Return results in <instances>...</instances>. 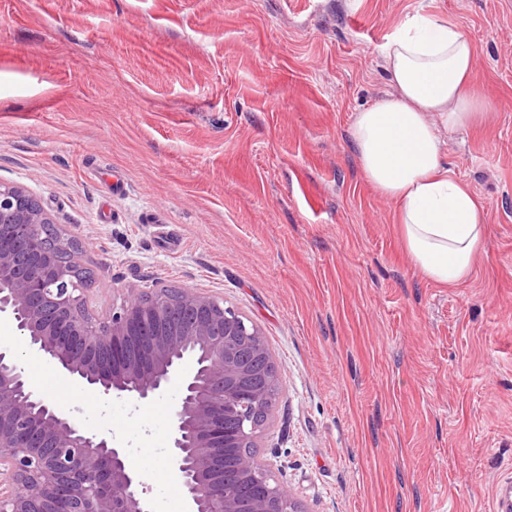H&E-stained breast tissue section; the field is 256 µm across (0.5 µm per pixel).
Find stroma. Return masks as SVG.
I'll return each instance as SVG.
<instances>
[{
	"label": "stroma",
	"mask_w": 512,
	"mask_h": 512,
	"mask_svg": "<svg viewBox=\"0 0 512 512\" xmlns=\"http://www.w3.org/2000/svg\"><path fill=\"white\" fill-rule=\"evenodd\" d=\"M418 13L474 41L491 108L448 138L486 203L453 288L413 265L350 140ZM0 184L85 243L96 313L165 283L259 326L281 387L256 445L300 512H492L512 477V0H0ZM178 399L62 410L125 448L153 512H187Z\"/></svg>",
	"instance_id": "35a3bbf8"
}]
</instances>
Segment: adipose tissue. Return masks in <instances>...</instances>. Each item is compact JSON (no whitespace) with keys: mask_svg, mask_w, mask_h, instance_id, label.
Returning a JSON list of instances; mask_svg holds the SVG:
<instances>
[{"mask_svg":"<svg viewBox=\"0 0 512 512\" xmlns=\"http://www.w3.org/2000/svg\"><path fill=\"white\" fill-rule=\"evenodd\" d=\"M392 91L351 126L366 181L394 204L393 220L414 265L454 286L471 273L485 237V202L446 160L449 134L480 119L477 48L434 15L399 22L382 45Z\"/></svg>","mask_w":512,"mask_h":512,"instance_id":"ef3b65f1","label":"adipose tissue"}]
</instances>
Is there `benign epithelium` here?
<instances>
[{
    "mask_svg": "<svg viewBox=\"0 0 512 512\" xmlns=\"http://www.w3.org/2000/svg\"><path fill=\"white\" fill-rule=\"evenodd\" d=\"M81 249L26 190L0 185V315L24 346L0 348V512H151L125 449L29 388L27 351L103 397L149 401L178 384L169 458L190 512H299L250 450L224 472V448L259 437L256 416L281 383L257 326L193 288L165 285L97 315L80 265L64 258Z\"/></svg>",
    "mask_w": 512,
    "mask_h": 512,
    "instance_id": "benign-epithelium-1",
    "label": "benign epithelium"
}]
</instances>
